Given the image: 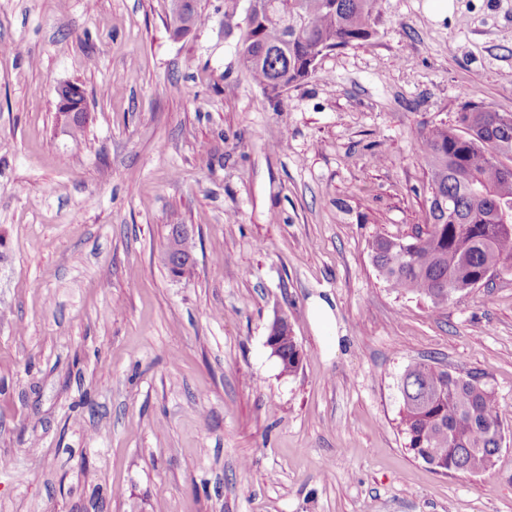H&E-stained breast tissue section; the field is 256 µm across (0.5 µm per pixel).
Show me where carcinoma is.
<instances>
[{
    "mask_svg": "<svg viewBox=\"0 0 512 512\" xmlns=\"http://www.w3.org/2000/svg\"><path fill=\"white\" fill-rule=\"evenodd\" d=\"M246 32L238 54L254 80L277 98L309 76V58L375 33L379 0H267ZM422 162L430 173L426 229L413 240L384 235L371 243L372 260L388 287L428 299L434 306L512 266V114L476 104L456 125L436 126L423 138ZM281 372L298 370V346L281 337ZM401 425L407 448L450 473L489 471L503 431L494 391L429 362L405 371Z\"/></svg>",
    "mask_w": 512,
    "mask_h": 512,
    "instance_id": "carcinoma-1",
    "label": "carcinoma"
}]
</instances>
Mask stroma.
I'll use <instances>...</instances> for the list:
<instances>
[{
    "mask_svg": "<svg viewBox=\"0 0 512 512\" xmlns=\"http://www.w3.org/2000/svg\"><path fill=\"white\" fill-rule=\"evenodd\" d=\"M197 7L177 40L171 0H0V512H512V272L437 308L370 249L424 225L430 129L512 113V0H380L370 40L277 98L237 53L244 12ZM423 360L494 390L491 471L406 448ZM58 108L63 112L68 121H71L75 115L85 113V102L79 101L81 91L75 85H63L58 88ZM281 340V357L283 360L288 358L287 364H282V362H280L281 372L291 375L298 370L297 356L299 349L295 341V337L292 336L290 329L288 330V336H281Z\"/></svg>",
    "mask_w": 512,
    "mask_h": 512,
    "instance_id": "35a3bbf8",
    "label": "stroma"
}]
</instances>
